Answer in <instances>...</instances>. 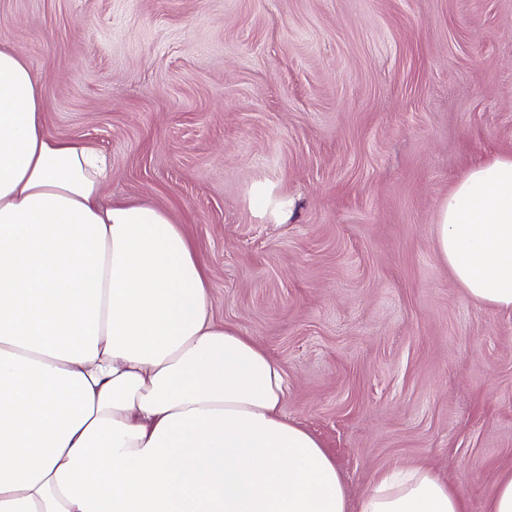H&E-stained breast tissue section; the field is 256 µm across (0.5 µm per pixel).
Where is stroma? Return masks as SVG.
I'll return each mask as SVG.
<instances>
[{
	"mask_svg": "<svg viewBox=\"0 0 512 512\" xmlns=\"http://www.w3.org/2000/svg\"><path fill=\"white\" fill-rule=\"evenodd\" d=\"M1 35L51 133L111 159L106 200L183 226L349 512L396 466L489 512L512 313L468 296L433 226L474 162L512 153V0H0Z\"/></svg>",
	"mask_w": 512,
	"mask_h": 512,
	"instance_id": "stroma-1",
	"label": "stroma"
}]
</instances>
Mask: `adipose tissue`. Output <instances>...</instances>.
Masks as SVG:
<instances>
[{
    "instance_id": "adipose-tissue-1",
    "label": "adipose tissue",
    "mask_w": 512,
    "mask_h": 512,
    "mask_svg": "<svg viewBox=\"0 0 512 512\" xmlns=\"http://www.w3.org/2000/svg\"><path fill=\"white\" fill-rule=\"evenodd\" d=\"M0 36V512H348L279 363L212 315L207 266L158 206L104 203L94 145L48 134ZM475 302L512 312V154L478 161L434 226ZM359 512H466L425 467Z\"/></svg>"
}]
</instances>
